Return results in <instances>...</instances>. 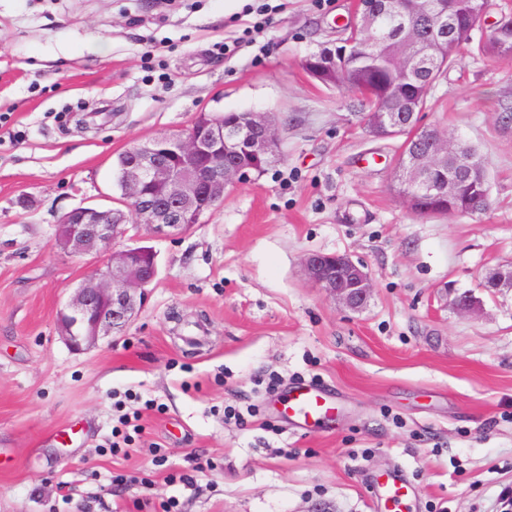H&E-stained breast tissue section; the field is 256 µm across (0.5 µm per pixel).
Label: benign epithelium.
<instances>
[{"label": "benign epithelium", "mask_w": 512, "mask_h": 512, "mask_svg": "<svg viewBox=\"0 0 512 512\" xmlns=\"http://www.w3.org/2000/svg\"><path fill=\"white\" fill-rule=\"evenodd\" d=\"M394 5L385 0H356L358 22L348 26L344 47L327 41L305 62L308 74L329 87H336L340 74L336 58L355 51L357 34L380 22ZM435 40L446 43L452 24L442 12L429 17ZM398 112H363L362 125L377 138L406 135L425 141L422 149L402 154L397 162L401 197L417 211L415 194L408 188L423 183L432 171L452 162L459 167L448 176L441 195H453L465 169L474 166V156L460 140L441 128H422L418 112L423 106L398 104ZM280 155V138L273 116L246 112L230 122L204 118L179 134L163 135L138 144L122 174L121 207L102 208L83 203L65 212L56 224V240L70 256L105 258L103 266L75 288L58 315L61 338L74 351L95 345L100 339L123 331L147 299V288L158 277L156 259H139L142 249L116 250V240L130 230L144 228L156 237L175 238L201 223L202 218L224 198L230 184L250 177L257 162H272ZM307 279L333 296L347 309L358 311L368 302L372 282L365 266L346 254L309 253L303 259ZM494 291L512 290V265L498 267L485 277Z\"/></svg>", "instance_id": "benign-epithelium-1"}]
</instances>
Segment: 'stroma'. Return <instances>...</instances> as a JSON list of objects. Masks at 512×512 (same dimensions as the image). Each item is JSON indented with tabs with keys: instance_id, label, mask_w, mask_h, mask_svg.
<instances>
[{
	"instance_id": "obj_1",
	"label": "stroma",
	"mask_w": 512,
	"mask_h": 512,
	"mask_svg": "<svg viewBox=\"0 0 512 512\" xmlns=\"http://www.w3.org/2000/svg\"><path fill=\"white\" fill-rule=\"evenodd\" d=\"M353 5L0 0V512L172 498L178 512H385L370 480L396 467L413 512H502L512 292L483 280L512 263V133L495 114L512 58L464 48L420 114L487 159L491 209L421 217L392 188L402 138L371 137L354 97L302 67ZM247 111L277 116L279 160L186 234H140L159 265L144 307L123 334L71 350L57 314L97 261L60 250L62 214L112 206L119 153L202 112ZM310 252L361 262L366 307L309 282ZM460 291L476 311H457ZM272 377L276 392L334 388L335 420L291 430ZM251 404L247 425L224 416ZM137 408L129 456L106 454L119 414Z\"/></svg>"
}]
</instances>
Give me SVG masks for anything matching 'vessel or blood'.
<instances>
[{
  "label": "vessel or blood",
  "instance_id": "obj_1",
  "mask_svg": "<svg viewBox=\"0 0 512 512\" xmlns=\"http://www.w3.org/2000/svg\"><path fill=\"white\" fill-rule=\"evenodd\" d=\"M336 409V401L315 382L291 387L276 403V411L283 421L303 426L330 425ZM374 493L383 499L387 512H407L411 503V488L395 473L381 477Z\"/></svg>",
  "mask_w": 512,
  "mask_h": 512
}]
</instances>
